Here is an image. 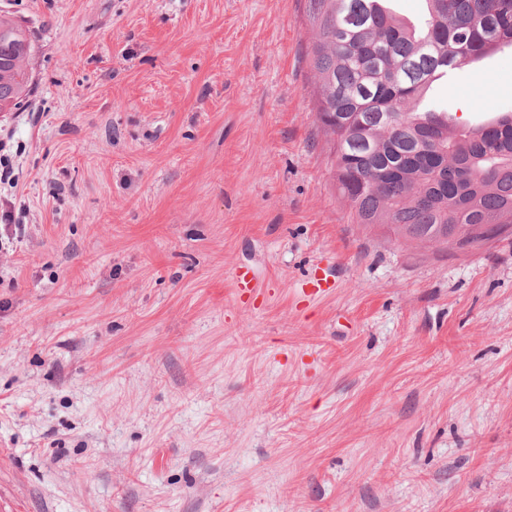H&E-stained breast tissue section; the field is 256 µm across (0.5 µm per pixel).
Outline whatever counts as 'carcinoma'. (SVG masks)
Segmentation results:
<instances>
[{
    "label": "carcinoma",
    "mask_w": 512,
    "mask_h": 512,
    "mask_svg": "<svg viewBox=\"0 0 512 512\" xmlns=\"http://www.w3.org/2000/svg\"><path fill=\"white\" fill-rule=\"evenodd\" d=\"M416 26L375 0H306L317 118L335 139L334 178L354 223L435 252L456 231L512 226V113L480 127L421 110L431 74L512 44V0H426ZM30 31L0 15V112L32 91Z\"/></svg>",
    "instance_id": "carcinoma-1"
}]
</instances>
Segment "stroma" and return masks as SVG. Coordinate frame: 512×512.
<instances>
[{
  "label": "stroma",
  "instance_id": "obj_1",
  "mask_svg": "<svg viewBox=\"0 0 512 512\" xmlns=\"http://www.w3.org/2000/svg\"><path fill=\"white\" fill-rule=\"evenodd\" d=\"M305 5L0 0L35 44L0 112V512H512V239L351 222ZM433 99L512 110V48ZM332 288H336L335 284L330 283L328 278L321 274V267L316 265L301 284L299 300L312 302L329 294Z\"/></svg>",
  "mask_w": 512,
  "mask_h": 512
}]
</instances>
